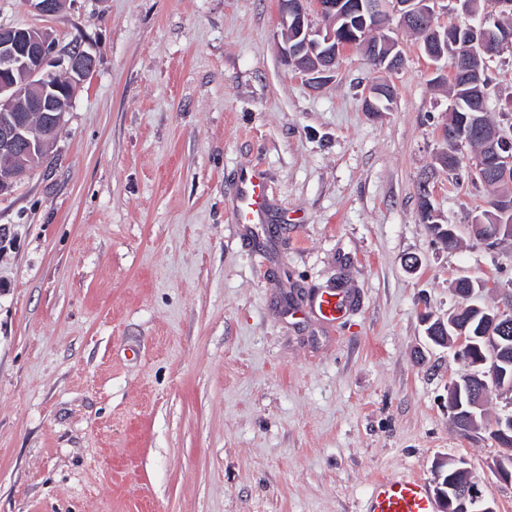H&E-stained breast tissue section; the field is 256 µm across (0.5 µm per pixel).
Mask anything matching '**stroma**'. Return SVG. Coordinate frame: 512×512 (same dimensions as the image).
<instances>
[{"instance_id":"obj_1","label":"stroma","mask_w":512,"mask_h":512,"mask_svg":"<svg viewBox=\"0 0 512 512\" xmlns=\"http://www.w3.org/2000/svg\"><path fill=\"white\" fill-rule=\"evenodd\" d=\"M0 24L96 59L48 161L0 193V512H362L376 478L430 484L446 456L512 512L498 444L448 415L466 367L424 324L463 275L511 306L512 241L466 230L491 192L474 149L437 161L452 100L412 33L390 24L398 71L352 48L313 85L277 0H0ZM488 74L512 137V49ZM382 80L390 111H365ZM246 166L263 224L233 221ZM327 288L333 323L311 307ZM318 312L327 320H336L345 309V300L340 293L329 290L320 295L316 301Z\"/></svg>"}]
</instances>
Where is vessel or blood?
<instances>
[{"mask_svg": "<svg viewBox=\"0 0 512 512\" xmlns=\"http://www.w3.org/2000/svg\"><path fill=\"white\" fill-rule=\"evenodd\" d=\"M267 210V187L256 170L241 173L234 205L237 223H263ZM318 312L328 320H336L345 309L343 296L329 290L316 301ZM364 512H437V505L427 483L415 475H399L376 479L365 502Z\"/></svg>", "mask_w": 512, "mask_h": 512, "instance_id": "vessel-or-blood-1", "label": "vessel or blood"}]
</instances>
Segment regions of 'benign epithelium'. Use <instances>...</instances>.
Instances as JSON below:
<instances>
[{
    "mask_svg": "<svg viewBox=\"0 0 512 512\" xmlns=\"http://www.w3.org/2000/svg\"><path fill=\"white\" fill-rule=\"evenodd\" d=\"M442 0H361L359 7L369 14L396 15L399 23L409 29L420 26L426 33L441 39L434 19ZM25 4L39 15L49 18L61 10L60 0H25ZM339 5L336 0H278V11L283 27L291 28L295 36L287 41L284 55L288 62L301 71L318 78L333 69L340 55L356 47L372 46L368 53L376 67L387 71L399 68L401 55L395 52V43L387 35L371 41L368 36L353 42L338 39L333 25L316 26L309 10L325 20L336 19ZM486 21L470 26L467 52L457 59L470 78L478 97L487 95V86L473 77L472 62L494 53L497 43L489 38ZM95 57L83 48L59 46L48 31L35 27L0 25V193L12 181L24 176L19 165L43 161L78 88L93 73ZM41 113L45 132L35 137L31 132V114ZM472 137L481 148L473 169L475 180L487 184H512V139L505 138L499 128L486 121L482 113L471 116ZM471 233L486 243L512 239L511 224H484L476 218L470 225ZM468 318L461 311L447 319L429 321L428 338L441 346H453L456 354L474 371L467 372L448 385V412L461 420L466 433L487 426L483 406L488 382L498 390L512 394V376L502 366L508 364L502 355L497 337L506 311L489 310L477 304L468 305ZM481 318L477 335L469 332L475 318ZM491 436L508 448L512 446V414L492 422ZM435 488L442 512H497L494 503L483 497L466 461L442 457L435 462Z\"/></svg>",
    "mask_w": 512,
    "mask_h": 512,
    "instance_id": "1",
    "label": "benign epithelium"
}]
</instances>
